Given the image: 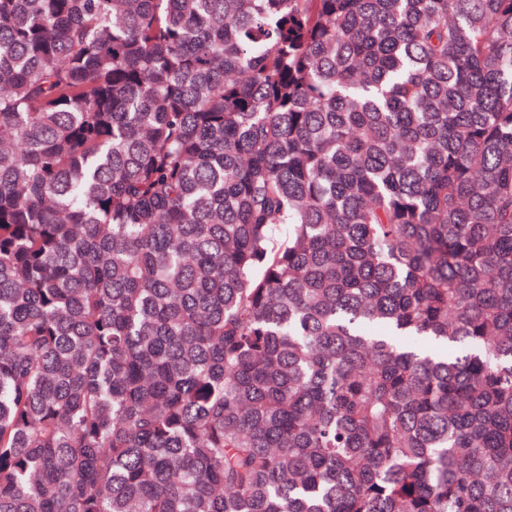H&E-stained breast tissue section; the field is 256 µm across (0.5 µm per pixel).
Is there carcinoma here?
<instances>
[{"label": "carcinoma", "mask_w": 512, "mask_h": 512, "mask_svg": "<svg viewBox=\"0 0 512 512\" xmlns=\"http://www.w3.org/2000/svg\"><path fill=\"white\" fill-rule=\"evenodd\" d=\"M0 512H512V0H0Z\"/></svg>", "instance_id": "cac0c4a2"}]
</instances>
